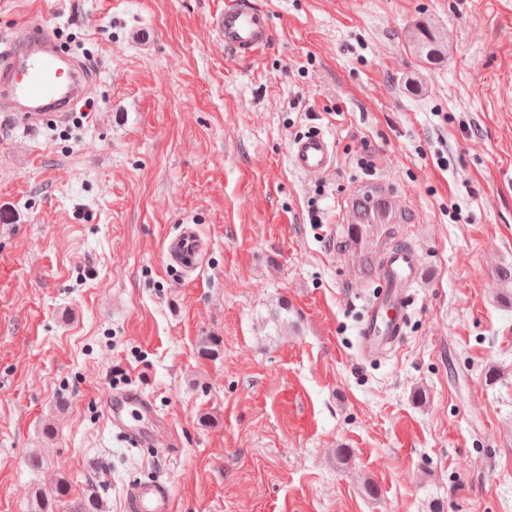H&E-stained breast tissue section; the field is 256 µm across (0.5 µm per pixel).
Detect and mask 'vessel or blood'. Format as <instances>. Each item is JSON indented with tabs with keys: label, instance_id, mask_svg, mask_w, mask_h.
Returning <instances> with one entry per match:
<instances>
[{
	"label": "vessel or blood",
	"instance_id": "obj_1",
	"mask_svg": "<svg viewBox=\"0 0 512 512\" xmlns=\"http://www.w3.org/2000/svg\"><path fill=\"white\" fill-rule=\"evenodd\" d=\"M211 28L224 42L229 57L247 61L257 57L270 43L269 12L254 0H224V8L211 17ZM95 79L80 60L62 54L53 33L22 26L0 41V112L20 117L36 127L48 112L66 116L84 98ZM292 167L310 179L322 178L336 163L334 145L320 131L295 138L289 149ZM399 194L386 182L354 188L340 213L356 249L370 248L382 224L402 220ZM165 250L173 268L189 274L201 267L204 245L191 225L167 239ZM419 275V259L410 248L383 244L376 267L381 286L369 306L362 330V347L379 350L400 333L405 311V287ZM103 413L130 443L159 441L169 433L165 420L157 418L154 403L143 391L107 392L101 399ZM126 512H173L170 485L161 479L131 483L125 498Z\"/></svg>",
	"mask_w": 512,
	"mask_h": 512
}]
</instances>
